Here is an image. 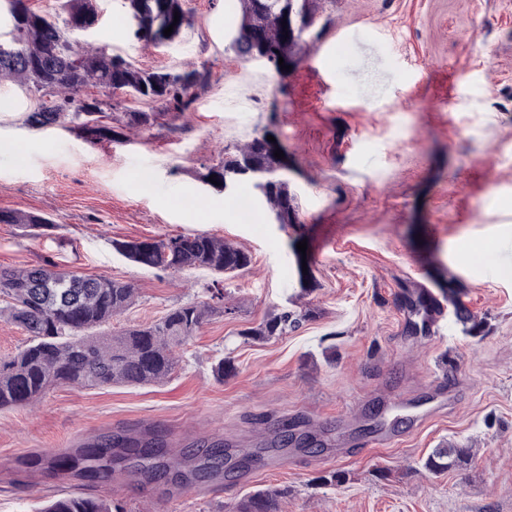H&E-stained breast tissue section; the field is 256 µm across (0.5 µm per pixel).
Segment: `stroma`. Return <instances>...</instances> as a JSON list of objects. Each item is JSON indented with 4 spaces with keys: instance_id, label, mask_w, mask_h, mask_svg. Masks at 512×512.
I'll return each mask as SVG.
<instances>
[{
    "instance_id": "stroma-1",
    "label": "stroma",
    "mask_w": 512,
    "mask_h": 512,
    "mask_svg": "<svg viewBox=\"0 0 512 512\" xmlns=\"http://www.w3.org/2000/svg\"><path fill=\"white\" fill-rule=\"evenodd\" d=\"M96 4L97 24L72 37L77 50L145 69L205 65L211 82L178 118L92 145L25 125L26 94L0 80V208L57 223L39 237L0 224V266L52 261L131 282L138 298L109 333L210 302L214 286L225 309L163 384L63 386L35 407L0 410V512H37L72 493L125 512H234L265 490L280 492L282 512H512V0H317L284 74L231 50L238 0H191V26L159 47L134 38L121 0ZM269 125L288 149L309 285L250 181L226 194L199 178ZM194 233L242 248L248 267L218 282L198 269L172 276L112 247ZM485 241L494 250L477 256ZM451 274L482 335L450 313L425 325L412 312L415 289ZM285 309L302 316L295 330L244 341ZM441 379L453 403L438 396ZM305 421L322 451L262 448ZM144 426L165 432L175 454L199 453L202 438L228 443L218 474L192 477L206 497L180 495L163 467L89 484L22 463ZM375 426L393 428L398 443L371 446ZM450 445L471 449L467 464L427 471L426 457Z\"/></svg>"
}]
</instances>
